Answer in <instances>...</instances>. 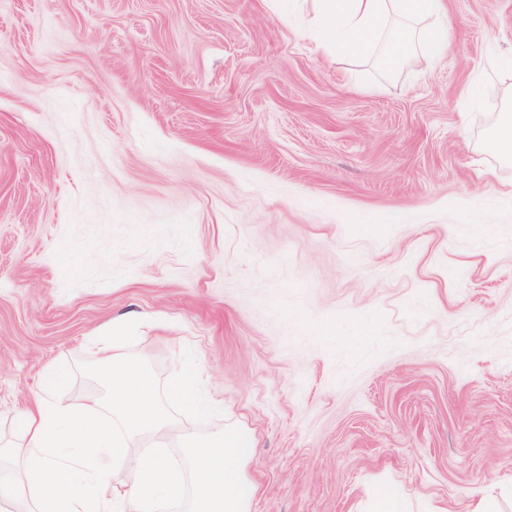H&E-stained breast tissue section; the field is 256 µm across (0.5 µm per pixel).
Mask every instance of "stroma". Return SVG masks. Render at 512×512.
<instances>
[{
  "label": "stroma",
  "mask_w": 512,
  "mask_h": 512,
  "mask_svg": "<svg viewBox=\"0 0 512 512\" xmlns=\"http://www.w3.org/2000/svg\"><path fill=\"white\" fill-rule=\"evenodd\" d=\"M447 4L390 73L314 0H0V439L109 336L218 410L130 453L247 431L252 512H512V0ZM486 148L495 153L510 156L512 150V109L506 108L499 112L496 129L485 144Z\"/></svg>",
  "instance_id": "obj_1"
}]
</instances>
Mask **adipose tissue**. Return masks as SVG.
Instances as JSON below:
<instances>
[{
	"label": "adipose tissue",
	"mask_w": 512,
	"mask_h": 512,
	"mask_svg": "<svg viewBox=\"0 0 512 512\" xmlns=\"http://www.w3.org/2000/svg\"><path fill=\"white\" fill-rule=\"evenodd\" d=\"M314 44L324 54L365 56L381 51L387 70L448 51L445 0H316Z\"/></svg>",
	"instance_id": "adipose-tissue-1"
}]
</instances>
